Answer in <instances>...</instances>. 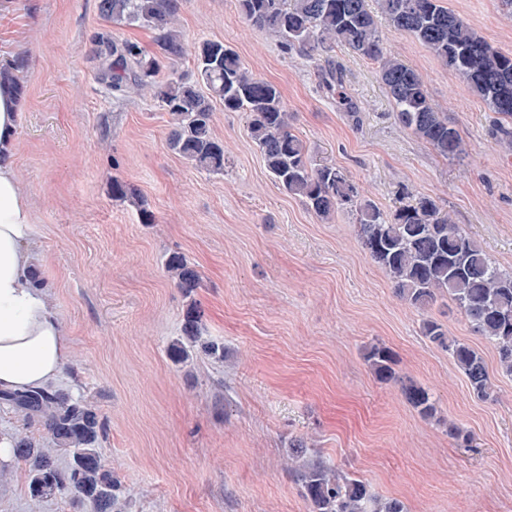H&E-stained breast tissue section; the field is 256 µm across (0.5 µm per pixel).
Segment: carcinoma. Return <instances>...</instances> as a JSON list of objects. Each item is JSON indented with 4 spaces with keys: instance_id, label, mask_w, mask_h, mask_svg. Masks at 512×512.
I'll use <instances>...</instances> for the list:
<instances>
[{
    "instance_id": "cac0c4a2",
    "label": "carcinoma",
    "mask_w": 512,
    "mask_h": 512,
    "mask_svg": "<svg viewBox=\"0 0 512 512\" xmlns=\"http://www.w3.org/2000/svg\"><path fill=\"white\" fill-rule=\"evenodd\" d=\"M374 1L395 29L417 39L498 115L503 121L501 141L512 147V54L493 48L442 0H237L242 20L274 35L286 50L330 52L340 44L377 64L398 124L446 159L464 154L459 130L431 102L422 75L384 46ZM179 7V0H99L100 13L112 22L152 28L161 50L159 56L148 55L134 42L118 41L108 33L99 36L95 58L101 82L114 93L132 87L149 92L168 115L170 150L209 174L224 173V142L214 134L213 103L226 112L246 113L250 137L284 192L325 220L340 208H353L362 249L387 274L401 301L424 312L448 298L474 332L494 346L501 372L512 376V271L502 269L432 198L418 196L389 215L335 165L312 164L307 143L291 130L280 89L250 72L220 41L204 40L188 48L174 28ZM188 55L193 60L191 75L159 78L164 65L173 66ZM322 82L339 106L352 109L338 71H325ZM111 193L113 199L135 205L143 223H153V212L128 184L112 180ZM165 270L189 298L183 336L168 347L172 361L185 363L195 352L224 360V343L200 336V311L192 299L199 287L198 272L178 253L168 257ZM422 334L448 352L474 396L495 400V383L477 349L448 335V327L431 317L423 320ZM365 360L378 379L397 380L389 349L373 345ZM401 391L423 418L435 417L437 408L428 390L404 384ZM0 402L41 426L53 444L46 448L44 441L25 433L11 440L13 456L28 466L33 499L68 492L93 501L98 512H122L117 482L101 463L99 446L106 426L94 402L53 385L0 392ZM289 454L295 459L289 473L312 512H407L403 501L382 497L361 478L347 477L307 457L298 440ZM61 457L68 458L64 467L58 463Z\"/></svg>"
}]
</instances>
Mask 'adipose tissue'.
Masks as SVG:
<instances>
[{
	"label": "adipose tissue",
	"instance_id": "obj_1",
	"mask_svg": "<svg viewBox=\"0 0 512 512\" xmlns=\"http://www.w3.org/2000/svg\"><path fill=\"white\" fill-rule=\"evenodd\" d=\"M20 103L0 82V391L52 384L68 354L55 311L33 282L40 245L13 160Z\"/></svg>",
	"mask_w": 512,
	"mask_h": 512
}]
</instances>
